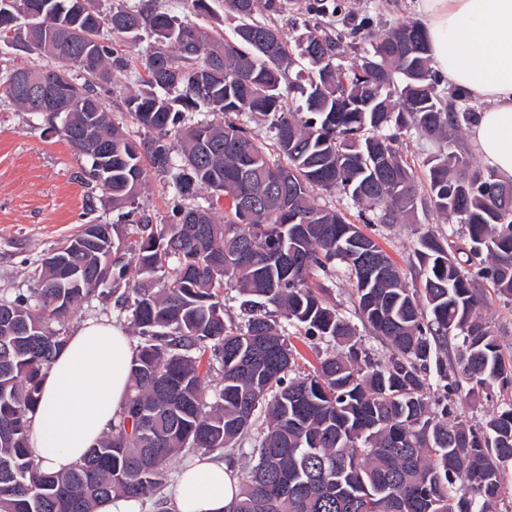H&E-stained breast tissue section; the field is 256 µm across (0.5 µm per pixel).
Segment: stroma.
Segmentation results:
<instances>
[{"label":"stroma","instance_id":"1","mask_svg":"<svg viewBox=\"0 0 512 512\" xmlns=\"http://www.w3.org/2000/svg\"><path fill=\"white\" fill-rule=\"evenodd\" d=\"M340 15H324L330 29L362 30L389 27L414 19L409 0H338ZM85 161L78 157L59 132L47 122L18 110L0 99V296L29 292L35 283L32 269L80 224L113 218L112 204L101 191L87 188L81 179ZM459 225L417 209L411 219L397 224H377L368 233L415 281L413 251L421 232L456 238ZM107 318L124 328L131 344L139 336L129 312L114 300L78 304L65 324L74 334L89 321Z\"/></svg>","mask_w":512,"mask_h":512}]
</instances>
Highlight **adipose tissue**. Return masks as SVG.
Here are the masks:
<instances>
[{"instance_id": "adipose-tissue-1", "label": "adipose tissue", "mask_w": 512, "mask_h": 512, "mask_svg": "<svg viewBox=\"0 0 512 512\" xmlns=\"http://www.w3.org/2000/svg\"><path fill=\"white\" fill-rule=\"evenodd\" d=\"M429 54L444 83L479 112L469 141L485 165L512 179V0H414ZM134 350L124 330L90 322L71 336L41 387L31 419L33 455L64 471L93 446L125 402ZM239 479L221 460L189 464L172 491V512H225Z\"/></svg>"}]
</instances>
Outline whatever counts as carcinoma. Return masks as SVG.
<instances>
[{"label": "carcinoma", "instance_id": "cac0c4a2", "mask_svg": "<svg viewBox=\"0 0 512 512\" xmlns=\"http://www.w3.org/2000/svg\"><path fill=\"white\" fill-rule=\"evenodd\" d=\"M35 18L0 45L47 58L14 67L0 56V97L49 122L86 161L85 179L117 220L82 225L58 246L70 269L46 261L37 288L0 297V512H98L116 497H160L167 466L184 451L226 453L254 435L251 465L225 512H496L512 462V401L486 421L461 419L455 398L512 387V360L481 310L512 298V181L473 166L451 132L474 113L441 96L421 24L368 34L361 63H338L346 34L307 20L291 41L254 20L288 0H224L233 39L183 13L184 0H137L105 12L100 0H16ZM149 50L134 63L143 36ZM122 74L123 98L145 134L113 120L101 92ZM68 88L47 109L13 75ZM204 110L216 119L188 124ZM258 114L272 141L240 122ZM414 131L446 152L425 163L420 185L399 150ZM179 200L155 224L139 206L150 173ZM208 206H187L201 190ZM360 206L358 222L319 192ZM258 200L252 215L242 201ZM228 201L224 223L213 209ZM462 224L456 242L422 233L418 282L359 224H395L417 205ZM136 238L139 280L123 294L141 342L125 407L71 468L36 464L30 424L40 385L68 336L54 324L126 281L125 240ZM343 275L360 321L393 351L366 353L356 328L317 279ZM239 296L226 316L224 291ZM332 345L307 373L277 321ZM461 337L455 369L439 351ZM222 385L209 402L206 374ZM443 399L434 402L430 387Z\"/></svg>", "mask_w": 512, "mask_h": 512}]
</instances>
